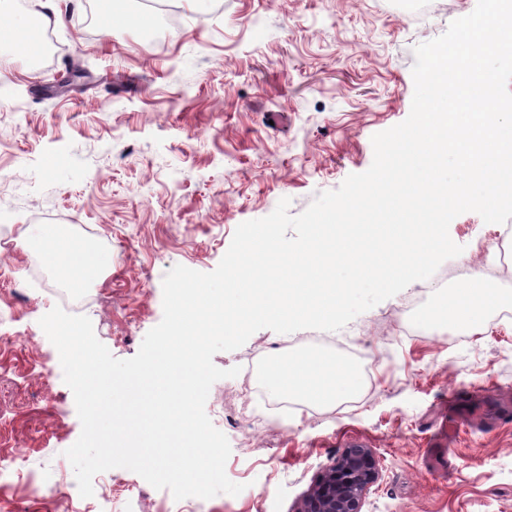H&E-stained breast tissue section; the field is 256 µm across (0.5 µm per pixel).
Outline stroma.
<instances>
[{
	"label": "stroma",
	"instance_id": "stroma-1",
	"mask_svg": "<svg viewBox=\"0 0 512 512\" xmlns=\"http://www.w3.org/2000/svg\"><path fill=\"white\" fill-rule=\"evenodd\" d=\"M177 27L104 35L95 0H61L57 47L39 65L0 47V456H19L38 486L0 483V512H296L322 468L353 440L381 463L362 512H512V317L484 318L470 339L426 321L427 308L481 271L512 308V233L475 212L454 218L462 253L428 280L335 332H255L214 355L239 377L216 381L205 410L227 437L236 496L175 500L115 468L81 497L65 456L81 434L74 396L39 325L54 306L90 318L118 359L162 319V281L182 265L213 271L242 222L289 198L291 215L373 161L371 138L404 121L416 45L477 0H167ZM67 225L112 255L79 292L46 267L39 226ZM361 361L358 391L328 404L279 406L262 372L310 352ZM257 390L259 427L236 413L240 377ZM457 432L440 441L441 419Z\"/></svg>",
	"mask_w": 512,
	"mask_h": 512
}]
</instances>
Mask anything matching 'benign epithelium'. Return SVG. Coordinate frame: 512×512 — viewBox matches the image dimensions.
I'll return each instance as SVG.
<instances>
[{"label":"benign epithelium","instance_id":"1","mask_svg":"<svg viewBox=\"0 0 512 512\" xmlns=\"http://www.w3.org/2000/svg\"><path fill=\"white\" fill-rule=\"evenodd\" d=\"M380 463L368 448H347L324 468L297 512H362L379 478Z\"/></svg>","mask_w":512,"mask_h":512}]
</instances>
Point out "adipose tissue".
Returning a JSON list of instances; mask_svg holds the SVG:
<instances>
[{
  "label": "adipose tissue",
  "instance_id": "adipose-tissue-1",
  "mask_svg": "<svg viewBox=\"0 0 512 512\" xmlns=\"http://www.w3.org/2000/svg\"><path fill=\"white\" fill-rule=\"evenodd\" d=\"M46 264L62 274L73 288L84 287L112 264L110 253L89 247L63 228H56L41 247ZM494 294L480 272H472L456 308H446L445 323L472 330L483 320ZM272 393L279 397L301 396L313 403H329L354 392L357 372L350 366L316 355L274 362L265 374Z\"/></svg>",
  "mask_w": 512,
  "mask_h": 512
}]
</instances>
